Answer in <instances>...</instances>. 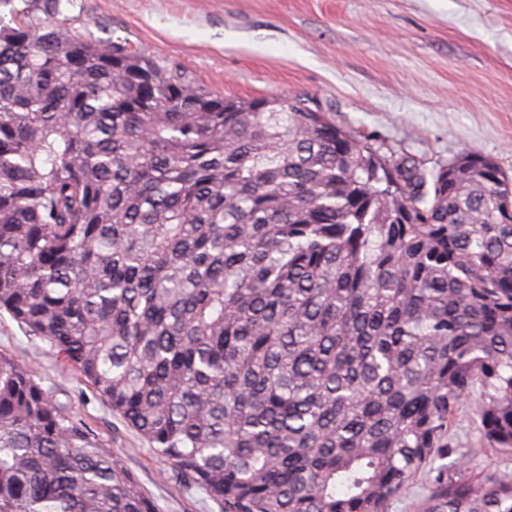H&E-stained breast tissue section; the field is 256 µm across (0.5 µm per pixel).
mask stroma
Returning <instances> with one entry per match:
<instances>
[{"label": "stroma", "instance_id": "35a3bbf8", "mask_svg": "<svg viewBox=\"0 0 512 512\" xmlns=\"http://www.w3.org/2000/svg\"><path fill=\"white\" fill-rule=\"evenodd\" d=\"M61 26L144 54L209 93L302 98L390 159L430 170L476 153L512 177V0H74ZM0 352L71 405L156 512H221L4 311ZM478 444L461 413L450 448L388 512H419L435 476Z\"/></svg>", "mask_w": 512, "mask_h": 512}]
</instances>
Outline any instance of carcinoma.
<instances>
[{
	"instance_id": "obj_1",
	"label": "carcinoma",
	"mask_w": 512,
	"mask_h": 512,
	"mask_svg": "<svg viewBox=\"0 0 512 512\" xmlns=\"http://www.w3.org/2000/svg\"><path fill=\"white\" fill-rule=\"evenodd\" d=\"M0 24V310L222 512H388L464 402L512 453V177L390 164L298 100H242L54 18ZM448 465L424 512H512ZM0 512H155L0 352Z\"/></svg>"
}]
</instances>
